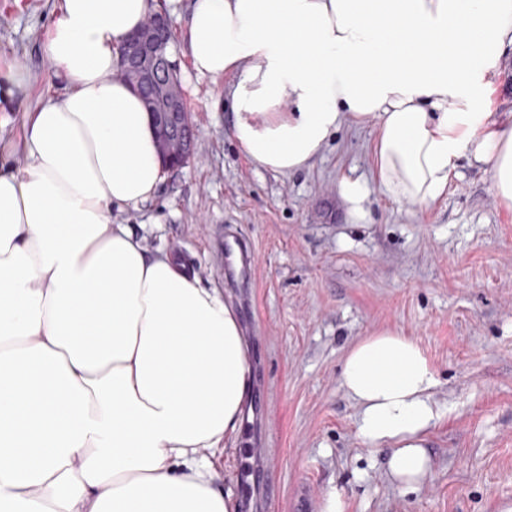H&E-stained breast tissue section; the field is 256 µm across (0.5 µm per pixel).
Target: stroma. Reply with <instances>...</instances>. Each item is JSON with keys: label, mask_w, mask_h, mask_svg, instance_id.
I'll return each instance as SVG.
<instances>
[{"label": "stroma", "mask_w": 512, "mask_h": 512, "mask_svg": "<svg viewBox=\"0 0 512 512\" xmlns=\"http://www.w3.org/2000/svg\"><path fill=\"white\" fill-rule=\"evenodd\" d=\"M57 0H0V63L18 62L35 106L54 76L40 44ZM195 150L156 200L118 217L148 251L177 256L239 317L253 368L243 447L215 465L246 512H293L310 486L322 504L342 488L346 512H512V211L487 170L460 160L447 193L426 208L372 188L350 218L337 186L370 178L372 128H342L312 169L257 170L227 134L224 78H197L178 57ZM238 233L254 255L233 285L218 250ZM397 329L425 350L448 413L430 432L431 476L393 485L355 427L340 376L359 337Z\"/></svg>", "instance_id": "1"}]
</instances>
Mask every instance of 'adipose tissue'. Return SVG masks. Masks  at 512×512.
Returning a JSON list of instances; mask_svg holds the SVG:
<instances>
[{
    "label": "adipose tissue",
    "mask_w": 512,
    "mask_h": 512,
    "mask_svg": "<svg viewBox=\"0 0 512 512\" xmlns=\"http://www.w3.org/2000/svg\"><path fill=\"white\" fill-rule=\"evenodd\" d=\"M157 0H58L41 44L62 92L0 159V512H238L214 459L243 433L252 365L234 309L114 211L166 179L120 46ZM512 0H190L178 42L230 80L229 135L256 169L311 167L345 124L373 127L388 199L427 207L461 158L512 211V121L489 110ZM422 347L384 329L341 386L389 480L417 488L445 416Z\"/></svg>",
    "instance_id": "ef3b65f1"
}]
</instances>
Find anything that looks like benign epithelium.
I'll return each instance as SVG.
<instances>
[{
  "mask_svg": "<svg viewBox=\"0 0 512 512\" xmlns=\"http://www.w3.org/2000/svg\"><path fill=\"white\" fill-rule=\"evenodd\" d=\"M170 37V18L163 13L147 20L140 35L123 45L122 54L131 70L153 81L155 89L146 100V106L154 118L162 154L168 155L171 147L176 145L187 155L192 151L194 142L193 129L183 126L180 121L187 110V102L171 92L170 83L164 82L165 76L178 71L176 62L164 53Z\"/></svg>",
  "mask_w": 512,
  "mask_h": 512,
  "instance_id": "1",
  "label": "benign epithelium"
}]
</instances>
